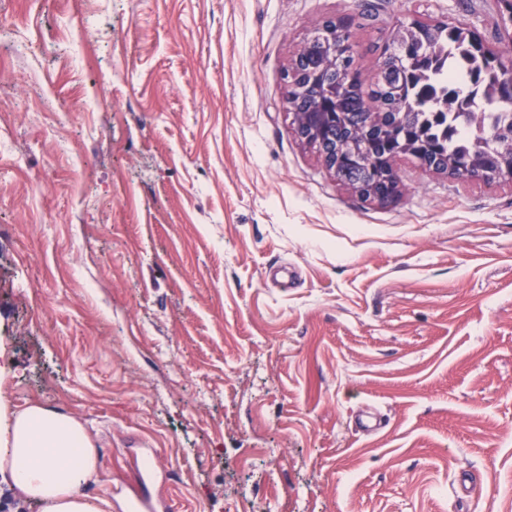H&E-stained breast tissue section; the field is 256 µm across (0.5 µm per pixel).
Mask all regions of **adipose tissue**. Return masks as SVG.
Masks as SVG:
<instances>
[{"label": "adipose tissue", "mask_w": 512, "mask_h": 512, "mask_svg": "<svg viewBox=\"0 0 512 512\" xmlns=\"http://www.w3.org/2000/svg\"><path fill=\"white\" fill-rule=\"evenodd\" d=\"M97 451L74 417L41 405L13 410L0 395V477L42 512H104L81 495L97 472Z\"/></svg>", "instance_id": "1"}]
</instances>
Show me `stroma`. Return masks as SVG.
<instances>
[{"label": "stroma", "instance_id": "obj_1", "mask_svg": "<svg viewBox=\"0 0 512 512\" xmlns=\"http://www.w3.org/2000/svg\"><path fill=\"white\" fill-rule=\"evenodd\" d=\"M486 0H0V384L77 419L86 494L171 512H512V185L408 157L387 206L294 134L326 20L376 69Z\"/></svg>", "mask_w": 512, "mask_h": 512}]
</instances>
